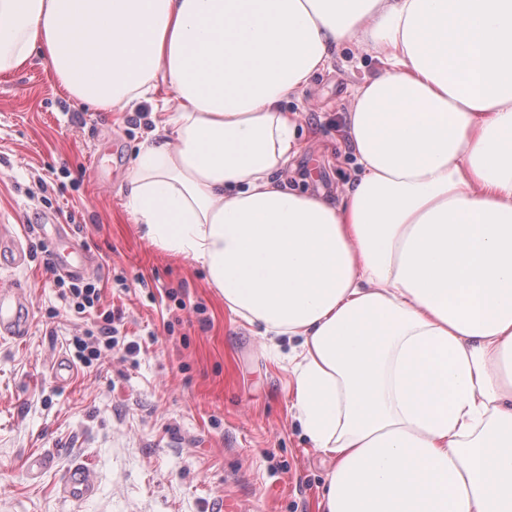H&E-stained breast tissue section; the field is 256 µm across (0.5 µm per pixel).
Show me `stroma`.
<instances>
[{
    "label": "stroma",
    "instance_id": "1",
    "mask_svg": "<svg viewBox=\"0 0 512 512\" xmlns=\"http://www.w3.org/2000/svg\"><path fill=\"white\" fill-rule=\"evenodd\" d=\"M381 70L373 53L341 50L285 102L304 144L290 187L344 191L353 93ZM174 114L146 101L98 111L37 53L0 74V218L29 252L22 267L0 261V285L21 289L31 322L23 341L0 338V512H215L227 500L235 512H320L330 465L291 406L290 344L232 315L204 270L142 239L124 206L141 143ZM59 246L89 256L102 306L123 312L114 346L66 385L49 367L74 359L97 321L61 298L46 265ZM33 454L49 461L37 475ZM77 464L95 485L84 500L61 492Z\"/></svg>",
    "mask_w": 512,
    "mask_h": 512
}]
</instances>
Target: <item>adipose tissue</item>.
I'll return each instance as SVG.
<instances>
[{
    "instance_id": "obj_1",
    "label": "adipose tissue",
    "mask_w": 512,
    "mask_h": 512,
    "mask_svg": "<svg viewBox=\"0 0 512 512\" xmlns=\"http://www.w3.org/2000/svg\"><path fill=\"white\" fill-rule=\"evenodd\" d=\"M343 48L384 70L334 200L286 183L282 104ZM36 53L102 112L169 89L127 207L294 341L322 512H512V0H0V72Z\"/></svg>"
}]
</instances>
